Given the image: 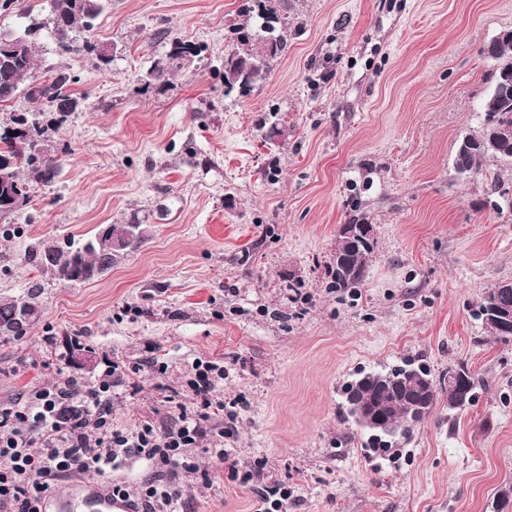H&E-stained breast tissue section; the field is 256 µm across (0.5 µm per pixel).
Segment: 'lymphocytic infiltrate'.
<instances>
[{"mask_svg":"<svg viewBox=\"0 0 512 512\" xmlns=\"http://www.w3.org/2000/svg\"><path fill=\"white\" fill-rule=\"evenodd\" d=\"M192 369L190 403H176L168 424L161 426L145 420L130 430L113 429L112 390L139 379L140 368L112 360L94 384L58 367L51 388L1 403L0 512H43L44 498L64 475L97 476L129 456L150 461L161 477L142 488L114 484L113 496L129 500L134 512H185L188 501L179 473L197 475L206 486L212 483L211 471L199 469L189 454L204 438L216 467L252 481L255 471L242 469L235 449L224 445L237 420L236 413L225 411L216 390L227 370L202 360L193 362ZM221 414L227 422L217 431L211 421Z\"/></svg>","mask_w":512,"mask_h":512,"instance_id":"lymphocytic-infiltrate-1","label":"lymphocytic infiltrate"}]
</instances>
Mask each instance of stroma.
Returning <instances> with one entry per match:
<instances>
[{"label": "stroma", "mask_w": 512, "mask_h": 512, "mask_svg": "<svg viewBox=\"0 0 512 512\" xmlns=\"http://www.w3.org/2000/svg\"><path fill=\"white\" fill-rule=\"evenodd\" d=\"M242 5L111 0L91 34L114 49L107 69L57 55L44 33L37 71L76 76L79 106L52 137L58 177L0 217L14 229L0 236V298L42 287L38 322L0 345V403L52 385L46 362L91 383L107 356L141 367L137 387L112 395L125 430L165 421L166 390L194 361L220 360L224 400L246 403L227 445L266 466L243 483L199 454L212 486L179 477L193 512H255L266 479L288 488V512H498L512 491V338L476 311L512 282V164L486 159L460 179L452 160L481 125L493 67L481 50L512 29V0H272L293 34L244 97L224 91ZM174 37L201 57L167 61ZM358 213L377 247L348 295L326 270ZM103 224L150 236L90 283L24 258L33 238ZM408 356L436 379L467 364L483 384L463 413L438 399L380 456L344 421L340 388Z\"/></svg>", "instance_id": "obj_1"}]
</instances>
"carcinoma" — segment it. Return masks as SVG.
<instances>
[{
  "instance_id": "obj_1",
  "label": "carcinoma",
  "mask_w": 512,
  "mask_h": 512,
  "mask_svg": "<svg viewBox=\"0 0 512 512\" xmlns=\"http://www.w3.org/2000/svg\"><path fill=\"white\" fill-rule=\"evenodd\" d=\"M47 21L30 20L19 34H9L0 40V103L12 101L25 87V97L41 105L32 112H13L5 125H0V172L10 180V190L0 191V217L16 211L12 197L21 193L31 200L33 184H48L60 173L59 163L53 154L42 155L39 149L49 145L66 118L76 110L78 100L70 92L74 77L63 70L46 76L35 73V51L41 31L51 30L56 50L61 55L86 51L96 56L101 66L112 62L106 46L93 43L89 32L93 21L103 12L104 0H49ZM246 15L261 20V33L255 35L246 27L239 28L237 41L242 49L224 57V87L226 92L237 88L243 94L251 92L254 85L267 76L271 64L288 44V26L282 23L269 0H250ZM273 41L272 52L259 55L255 45L261 40ZM203 52L199 46L174 40L168 53L172 60L198 57ZM495 65L487 74L489 88L481 104L483 119L492 116L507 134L497 147L487 146V128L464 136L457 144L453 167L471 173L486 158L512 161V96L498 108L491 109L496 88L504 83L512 85V29L502 32L491 46ZM128 224H106L92 236L49 241L34 238L28 245L24 258L35 267L66 285L88 283L97 275L112 268L117 254L100 249L97 238L104 232L122 238L129 232ZM376 241L373 228L363 214H356L341 226L336 247L328 265L329 287L340 291H354L366 276L368 262L374 254ZM41 285L34 284L26 292L0 299V336L22 337L28 334L40 316ZM512 309V282L501 283L489 289L479 304L478 316L494 336H502L495 308ZM432 380L430 371L423 365L405 359L378 376L354 380L342 389V396L355 399L388 398L392 392L423 384ZM481 381L467 365L448 368L439 379V385L429 392L428 407H434L438 394H444L448 410L461 412L467 406L461 402L466 392L469 402H474L476 389ZM422 422L420 418L407 417L406 406L394 403L389 407L387 424L391 431L364 429L365 447L385 454L397 447L413 433Z\"/></svg>"
}]
</instances>
